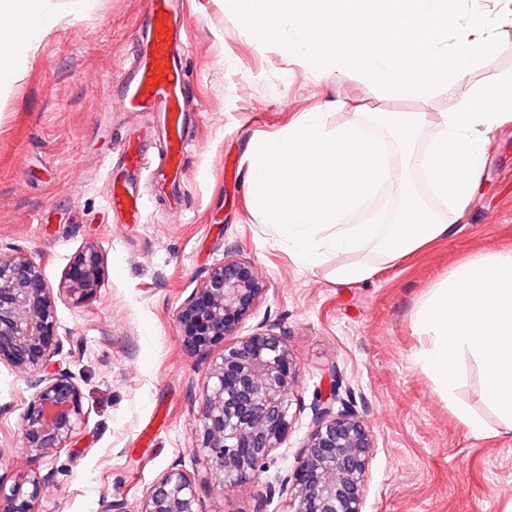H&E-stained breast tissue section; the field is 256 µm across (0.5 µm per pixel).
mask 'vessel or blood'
<instances>
[{
    "instance_id": "obj_1",
    "label": "vessel or blood",
    "mask_w": 512,
    "mask_h": 512,
    "mask_svg": "<svg viewBox=\"0 0 512 512\" xmlns=\"http://www.w3.org/2000/svg\"><path fill=\"white\" fill-rule=\"evenodd\" d=\"M184 26L174 0H148L146 28L137 38L134 63L120 80L127 111L161 113L169 132L168 160L156 168H147L134 140H126L121 147L124 166L121 175L109 182L108 205L124 224H138L143 218L142 197L133 189V182L146 173L158 185L176 183L189 146L184 132L186 61L181 52Z\"/></svg>"
}]
</instances>
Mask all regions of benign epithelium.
<instances>
[{"mask_svg": "<svg viewBox=\"0 0 512 512\" xmlns=\"http://www.w3.org/2000/svg\"><path fill=\"white\" fill-rule=\"evenodd\" d=\"M80 273L54 289L42 267L21 249L0 254V362L28 375L33 398L22 414L26 447L48 456L63 449L85 423L81 390L67 368L48 370L49 334L57 323L56 299L81 302L92 296L102 276L93 247L75 260ZM267 291L266 282L232 255L214 266L181 304L179 324L197 326L194 338L233 335ZM285 337L273 329L224 344L209 363L201 395L202 456L220 484L254 481L267 471L294 418L296 379ZM314 424L289 485V512H363L372 459L368 427L350 410L317 406ZM54 480L51 472L9 481L0 476V512H33L32 505ZM136 512H197L190 475L170 467L149 488Z\"/></svg>", "mask_w": 512, "mask_h": 512, "instance_id": "1", "label": "benign epithelium"}]
</instances>
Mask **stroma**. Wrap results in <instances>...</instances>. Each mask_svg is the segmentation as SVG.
Instances as JSON below:
<instances>
[{"label": "stroma", "mask_w": 512, "mask_h": 512, "mask_svg": "<svg viewBox=\"0 0 512 512\" xmlns=\"http://www.w3.org/2000/svg\"><path fill=\"white\" fill-rule=\"evenodd\" d=\"M187 132L191 148L171 209L147 179L142 223L108 208L110 146L152 127L154 113L128 116L114 82L133 61L147 0H32L45 21L15 78L0 86V253L28 251L53 286L74 275L89 246L102 257L96 293L57 301L53 358L77 377L88 419L57 455L29 451L22 413L25 374L0 363V474L55 480L34 512H136L148 488L175 462L194 479L198 512H288V493L265 479L219 485L195 453L202 440L200 395L208 360L177 314L207 272L235 251L268 282L237 336L275 326L288 339L300 410L271 473L293 472L317 396L339 384L333 410L350 408L375 442L365 512H502L512 498V432L471 434L449 411L417 362L412 312L458 264L512 248V123L488 133L475 201L458 234L379 267L360 284L336 280L348 255L324 251L304 265L280 231L246 198L250 142L285 133L319 112L327 130L370 112H423L432 137L447 91L394 96L357 74L326 77L284 48L258 43L226 0H185ZM335 108H325L326 99ZM164 425L148 445L139 434L154 414Z\"/></svg>", "instance_id": "35a3bbf8"}]
</instances>
